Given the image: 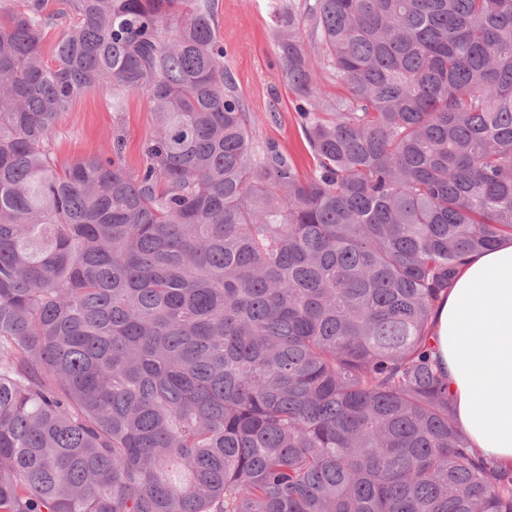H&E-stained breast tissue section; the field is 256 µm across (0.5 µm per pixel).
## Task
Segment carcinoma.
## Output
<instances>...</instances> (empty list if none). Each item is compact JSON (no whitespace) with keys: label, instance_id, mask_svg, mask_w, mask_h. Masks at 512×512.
Here are the masks:
<instances>
[{"label":"carcinoma","instance_id":"obj_1","mask_svg":"<svg viewBox=\"0 0 512 512\" xmlns=\"http://www.w3.org/2000/svg\"><path fill=\"white\" fill-rule=\"evenodd\" d=\"M268 7L305 178L256 151L215 0L0 4V512H512L429 345L512 236V0ZM96 88L149 103L136 174L119 137L58 165ZM314 80L319 86L323 98L327 100H335L338 97L346 95V89L343 84L336 81L322 69H315Z\"/></svg>","mask_w":512,"mask_h":512}]
</instances>
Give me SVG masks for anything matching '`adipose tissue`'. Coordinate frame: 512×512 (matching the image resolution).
Wrapping results in <instances>:
<instances>
[{
    "label": "adipose tissue",
    "mask_w": 512,
    "mask_h": 512,
    "mask_svg": "<svg viewBox=\"0 0 512 512\" xmlns=\"http://www.w3.org/2000/svg\"><path fill=\"white\" fill-rule=\"evenodd\" d=\"M432 322L458 426L481 457L512 468V238L462 260Z\"/></svg>",
    "instance_id": "1"
}]
</instances>
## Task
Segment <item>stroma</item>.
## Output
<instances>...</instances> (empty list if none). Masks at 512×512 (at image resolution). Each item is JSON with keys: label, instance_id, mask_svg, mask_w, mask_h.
<instances>
[{"label": "stroma", "instance_id": "stroma-1", "mask_svg": "<svg viewBox=\"0 0 512 512\" xmlns=\"http://www.w3.org/2000/svg\"><path fill=\"white\" fill-rule=\"evenodd\" d=\"M218 32L224 43V65L230 70L251 118L256 150L274 149L300 175L314 167L302 130L298 101L278 61L276 23L268 0H215ZM154 118L139 95L127 98L125 112L114 113L109 96L99 89L76 99L55 128L59 163L105 152L114 136L123 138V161L133 172L144 163L143 143Z\"/></svg>", "mask_w": 512, "mask_h": 512}]
</instances>
